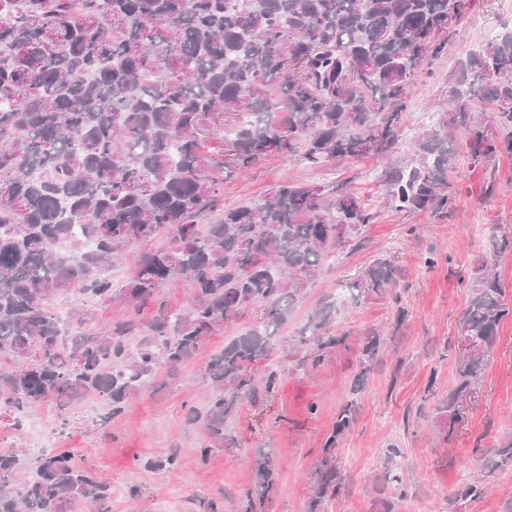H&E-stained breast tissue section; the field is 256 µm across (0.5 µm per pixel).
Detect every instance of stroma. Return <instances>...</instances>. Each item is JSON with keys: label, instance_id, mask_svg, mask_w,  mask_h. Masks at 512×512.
Masks as SVG:
<instances>
[{"label": "stroma", "instance_id": "35a3bbf8", "mask_svg": "<svg viewBox=\"0 0 512 512\" xmlns=\"http://www.w3.org/2000/svg\"><path fill=\"white\" fill-rule=\"evenodd\" d=\"M512 31V0H475L458 26L448 53L411 87L402 115L400 155L430 129L427 113L439 112L454 86L458 60L466 49L490 35ZM461 148L448 174L455 197L440 213H400L385 205L379 163L365 158L308 165L299 157L270 154L224 183V205L261 199L279 185L305 183L332 189L343 186L372 207L374 219L351 235L323 264L317 278L301 289L292 318L270 343L253 376L273 369L278 380L270 391L241 401L224 424L232 447L212 445L201 424L190 422V409L204 410L209 391L201 381L211 354L257 323L262 308L249 307L206 337L177 369L159 366L151 386L126 401L106 427L107 401L90 395L71 407L66 430L56 425L53 403L43 402L28 418L30 432L16 431L0 414V451L32 448L77 451L85 464L112 486L109 512H237L245 494H255L254 459L271 456L278 469L274 492L256 498L253 512H512V465L499 462L495 449L512 435V314L499 328V341L483 377L447 428L439 407L456 385L461 366L460 314L471 269L486 249L490 234L512 238V157L472 161ZM387 259L397 270L389 290L363 289L351 303L347 284L373 261ZM84 331L108 330L136 315L138 329L128 339L137 349L156 318L147 304L138 312L128 305L88 299L75 291L60 294ZM334 301L336 312L326 333L336 339L319 366L305 364L300 331L319 305ZM382 331L383 357L355 385L366 336ZM355 401L357 421L337 445L325 449L339 410ZM210 447L208 458L200 448ZM179 455L177 467L151 471L147 460L163 451ZM335 465L339 490H322L325 461ZM404 490L396 492L395 476ZM487 490L477 498L461 496L474 478Z\"/></svg>", "mask_w": 512, "mask_h": 512}]
</instances>
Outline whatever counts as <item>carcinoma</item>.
Masks as SVG:
<instances>
[{"label":"carcinoma","mask_w":512,"mask_h":512,"mask_svg":"<svg viewBox=\"0 0 512 512\" xmlns=\"http://www.w3.org/2000/svg\"><path fill=\"white\" fill-rule=\"evenodd\" d=\"M473 0H0V409L11 418L53 400L61 425L81 394L106 400L110 416L141 392L158 363L175 369L198 344L249 305L259 321L224 344L204 367L213 388L203 413L190 410L224 444V422L258 388L245 370L266 356L288 322L297 290L372 213L347 190L279 186L257 202L224 207L223 182L277 153L316 165L364 157L386 162L391 208L447 210L448 170L462 130L474 161L512 156V33L465 53L458 85L439 129L411 145L409 166L395 157L410 87L448 53L453 29ZM242 125L230 153L204 150L201 131L218 115ZM218 212L214 224L196 218ZM172 246L150 250L125 288L109 270L126 247L157 236ZM512 246L492 237L473 265L461 336L474 353L444 401L448 431L460 403L480 381L509 314L496 259ZM395 268L380 259L349 292L387 289ZM192 287L189 306L171 314L163 286ZM66 290L92 298L157 307L136 354L128 318L105 335L62 322L50 302ZM334 305L308 325L311 365L336 339L322 330ZM29 344L40 358L22 363ZM384 340L366 337L354 386L378 362ZM356 406L338 413L329 444L351 429ZM23 459L0 452V512H73L89 504L108 512L110 484L68 452H44L32 475L16 480ZM275 464L258 462L263 494Z\"/></svg>","instance_id":"carcinoma-1"}]
</instances>
